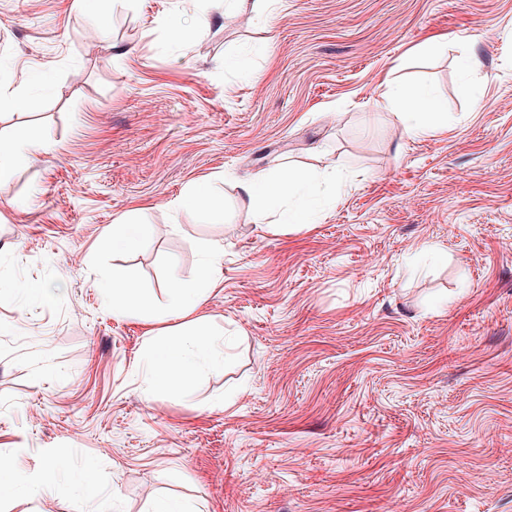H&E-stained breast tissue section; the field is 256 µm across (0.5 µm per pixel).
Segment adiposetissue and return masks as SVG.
<instances>
[{"label": "adipose tissue", "instance_id": "1", "mask_svg": "<svg viewBox=\"0 0 512 512\" xmlns=\"http://www.w3.org/2000/svg\"><path fill=\"white\" fill-rule=\"evenodd\" d=\"M381 100L384 107L396 111L407 134L423 135L439 124L438 102L427 88L396 77L388 82ZM240 190L252 203L258 223H266L273 213L283 224L316 221L320 183L310 173L263 174L243 182ZM223 261V248L205 247L197 282L176 284L160 308L152 305L138 275L130 268L113 266L104 278L102 286L114 319L140 318L155 325L143 367L152 391L185 396L204 365L223 361V330L196 316L199 306L218 285L216 274ZM52 479V474L37 477L11 459H0L1 500L48 495Z\"/></svg>", "mask_w": 512, "mask_h": 512}]
</instances>
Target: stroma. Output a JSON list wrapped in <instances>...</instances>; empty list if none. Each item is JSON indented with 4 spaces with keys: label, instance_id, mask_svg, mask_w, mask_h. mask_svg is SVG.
Returning <instances> with one entry per match:
<instances>
[{
    "label": "stroma",
    "instance_id": "stroma-1",
    "mask_svg": "<svg viewBox=\"0 0 512 512\" xmlns=\"http://www.w3.org/2000/svg\"><path fill=\"white\" fill-rule=\"evenodd\" d=\"M75 2L0 0V132L50 144L0 180V280L51 294L0 297V456L56 470L0 512H93L87 462L106 512H512V0ZM398 76L438 130L379 107ZM293 169L317 223H256L240 184ZM194 183L223 208L174 209ZM129 212L154 234L112 251ZM208 244L224 362L145 398L150 325L98 283L130 266L163 305Z\"/></svg>",
    "mask_w": 512,
    "mask_h": 512
}]
</instances>
